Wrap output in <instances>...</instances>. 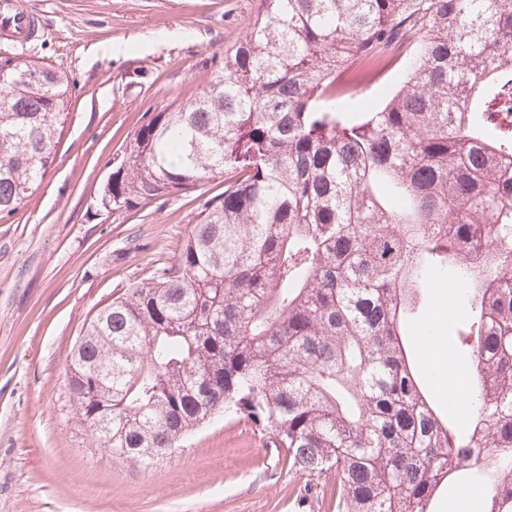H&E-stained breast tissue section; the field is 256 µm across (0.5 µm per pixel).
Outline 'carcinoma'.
I'll use <instances>...</instances> for the list:
<instances>
[{
    "mask_svg": "<svg viewBox=\"0 0 512 512\" xmlns=\"http://www.w3.org/2000/svg\"><path fill=\"white\" fill-rule=\"evenodd\" d=\"M405 44L404 79L355 116L336 87ZM64 75L0 76V219L53 162ZM512 0H261L202 89L112 156L118 214L223 179L173 263L85 327L69 385L96 445L151 464L241 414L326 512H432L475 481L512 512ZM477 315L467 429L415 370L427 268ZM336 481L325 493L324 478Z\"/></svg>",
    "mask_w": 512,
    "mask_h": 512,
    "instance_id": "1",
    "label": "carcinoma"
}]
</instances>
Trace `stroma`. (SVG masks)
I'll return each instance as SVG.
<instances>
[{
  "label": "stroma",
  "instance_id": "35a3bbf8",
  "mask_svg": "<svg viewBox=\"0 0 512 512\" xmlns=\"http://www.w3.org/2000/svg\"><path fill=\"white\" fill-rule=\"evenodd\" d=\"M44 38L0 45L67 75L55 160L0 221V512H318L273 435L218 417L145 467L92 447L77 419L69 360L91 315L174 261L193 194L104 219L96 197L113 154L147 113L179 105L209 78L260 0H27ZM448 274L428 276L439 341L420 368L470 373L451 328L471 314Z\"/></svg>",
  "mask_w": 512,
  "mask_h": 512
}]
</instances>
